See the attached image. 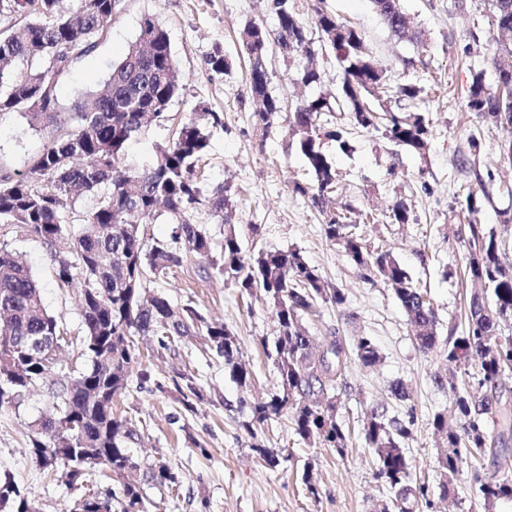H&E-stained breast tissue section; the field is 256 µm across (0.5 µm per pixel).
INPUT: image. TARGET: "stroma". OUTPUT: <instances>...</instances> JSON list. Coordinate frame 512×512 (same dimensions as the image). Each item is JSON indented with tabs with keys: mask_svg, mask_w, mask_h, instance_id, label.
<instances>
[{
	"mask_svg": "<svg viewBox=\"0 0 512 512\" xmlns=\"http://www.w3.org/2000/svg\"><path fill=\"white\" fill-rule=\"evenodd\" d=\"M340 21L361 31L375 62L389 78L381 106L423 113L431 135L424 155L394 147L382 130L354 126L349 112L337 111L329 122L350 132V152L324 144L336 167L337 211L347 216L356 234L375 252H388L407 270L413 282L430 297L438 314V334L462 331L470 288L464 277L465 250L458 231L467 220L495 233L505 262L512 264V164L499 156L501 145L512 142V126L493 123L469 112L465 97L476 74L495 88L491 63L495 32L487 0H401L404 11L425 33L415 44L394 38L374 12L369 0H327ZM166 30L177 62L182 88L165 121L153 124L127 147L129 160L152 163L157 148L166 144L175 126L192 113H219L223 124L211 131L210 145L198 163L196 177L204 190L224 186L234 206L228 219L243 227L246 251L297 248L324 279L342 288L349 312L347 320L336 309L318 305L304 325L316 341L338 330L346 342L370 336L380 353L375 368L352 366L349 389L336 393L338 415L350 435L346 456L329 448H312L296 436L289 421L265 426L264 443L286 456L274 470L260 465L252 440L239 427L241 415L233 408L240 397L237 384L223 359L190 336L175 352L155 355L149 368L168 381L166 393L130 383L119 408L137 430L133 460L146 471L167 464L177 475L176 491L143 480L147 512H379L390 493L375 477V461L360 432L369 404L385 403L389 415L413 407L417 417L406 443L412 461V484L426 485L433 508L420 512H489L468 476L456 483L455 495L437 502L435 459L439 442L431 426L435 413L449 409L448 375L443 349L418 351L407 317L392 289L381 278L366 280L337 246L326 242L321 218L295 193L294 183L309 184L313 177L295 142L284 128L263 133L252 117L254 103L249 85V61L239 46V33L250 22L275 29L271 0H120L111 25L96 50L73 62L58 87L64 107H73L96 89L113 61L135 41L144 16ZM222 46L230 68L214 73L205 63L215 46ZM314 66L322 81L294 83L298 62L273 55L269 61V90L291 112L304 100L336 93L341 72L332 54L316 50ZM413 84L421 92L415 99L400 97L396 89ZM479 152H471L470 141ZM46 132L30 130L19 113L0 114V176H18L27 160L40 152ZM404 202L414 220L395 224L390 212ZM258 225V233L248 225ZM11 249L23 257L36 275L47 310L73 336L81 335L79 290L60 289L53 277L46 249L30 237L9 233ZM151 290L165 294L178 306L192 304L205 317L224 321L239 337L244 359L254 373L253 394L272 391L277 374L260 340L273 336L275 322L263 293H241L224 282L202 259L175 267L154 280ZM191 373L201 398L195 411L184 409L172 387L178 374ZM411 387L409 404L389 397L395 381ZM51 402L48 389L31 393L17 406L0 409V473H9L21 493L40 512H65L77 492L64 480L51 479L28 448L38 421ZM311 469L318 490L310 495L302 480Z\"/></svg>",
	"mask_w": 512,
	"mask_h": 512,
	"instance_id": "1",
	"label": "stroma"
}]
</instances>
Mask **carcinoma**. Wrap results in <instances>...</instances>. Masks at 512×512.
<instances>
[{"label":"carcinoma","mask_w":512,"mask_h":512,"mask_svg":"<svg viewBox=\"0 0 512 512\" xmlns=\"http://www.w3.org/2000/svg\"><path fill=\"white\" fill-rule=\"evenodd\" d=\"M389 31L400 39L420 42L424 32L414 26L400 0H370ZM498 38L492 64L497 88H486L482 75L473 78L466 108L486 120L499 122L512 116V0H488ZM119 0H80L73 9L66 0H14L13 14L22 18L18 31L0 30V113L17 112L30 129H50L42 152L27 162L18 178L0 177V225L37 239L53 263L58 287L81 285L80 309L83 335L82 368L71 371L43 362L42 354L9 340L11 336H56L61 348L74 341L65 335L57 318L44 306L40 285L31 269L19 262L5 242L0 243V352L10 353L19 380L0 374V408L19 403L46 385L53 387L52 403L42 424L53 418H69L74 428L65 433L70 450L67 465L81 469L105 468L121 483L112 494L111 512H146L141 483L132 477L129 444L137 431L126 417L112 408L104 411L86 398L90 390L116 400L125 394L129 378L139 364L138 336L154 337L156 347L172 351L186 336H201L224 360L235 383H253L251 367L241 359V343L223 323L208 321L195 307L174 305L162 293H147V277H159L180 267L191 255L206 259L224 280L250 294L260 290L272 305L276 335L262 341L267 358L277 370V389L266 398H241L237 410L241 427L251 437L280 417L289 419L300 440L320 448H332L340 456L348 449V433L339 418L332 389L349 388L347 374L352 361L363 368L379 362V351L369 336L351 345L337 335L316 345L303 318L318 303L345 311L347 296L323 279L301 250H243L239 231L225 226L223 237L214 239L203 224L194 222L205 205L218 223L233 201L220 186L205 193L194 172L207 151L211 129L224 126L219 113L205 112L177 129L169 142L157 148L155 162L146 167L121 165L123 148L133 136L160 121L178 95L175 59L169 37L154 19L140 24L136 40L112 63L106 77L89 94L81 110L68 119L58 118L63 105L57 85L69 73L72 61L93 53L106 32ZM277 27L269 31L250 22L240 32V42L250 63V87L256 103L253 118L263 130L278 126L282 106L268 91L269 75L255 69L268 63L271 52L285 59L313 54L305 23L292 0H272ZM316 26L321 46L334 55L341 73V90L335 97L320 95L303 101L289 113L286 132L295 140L315 182L295 185L323 218L326 241L337 244L349 262L366 279L381 277L392 288L412 327L418 350L424 354L443 346L455 371L473 378L482 396L458 391L448 382L456 425H448L436 413L431 425L442 438L436 456L440 475L439 498L455 492L467 461L492 457L491 475L471 471L484 506L512 501V472L500 461L501 438L489 433L486 417L496 413L512 391V267L498 256V241L481 224L463 225L466 280L482 294H470L467 324L461 335L440 340L437 313L427 296L391 254L373 252L357 236L345 216L332 208L336 169L323 151L322 140L336 142L346 153L351 149L348 131L323 123L327 114L348 108L354 125L364 129L383 127L390 142L419 155L427 149L429 121L418 112H377L369 97L386 85V72L373 62L362 34L340 22L317 0ZM211 71L222 74L228 61L221 47L206 58ZM43 94L40 111L29 110L27 98ZM95 203L84 210L76 205L88 198ZM164 208L177 224L167 241L145 240L143 224ZM178 390L183 405L192 410V398L200 397L195 378L181 373ZM416 424L414 410L390 416L383 407H370L361 431L362 441L377 461L375 477L392 493L384 512H413L424 489L409 482V460L403 442ZM265 466L275 469L282 454L262 443L252 445ZM159 485L177 486L171 469L160 463L149 473ZM15 503L11 512H22L27 498L13 477L0 476V496Z\"/></svg>","instance_id":"1"}]
</instances>
